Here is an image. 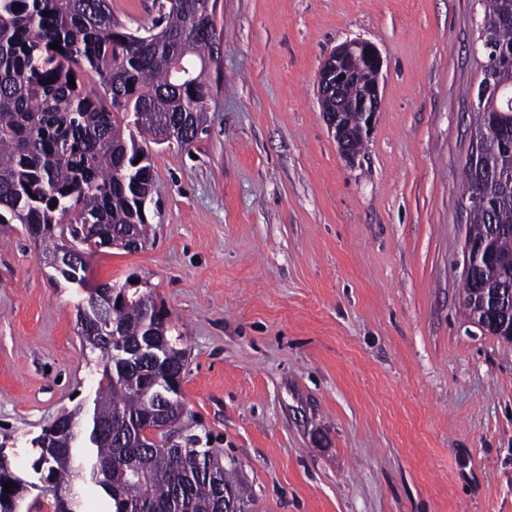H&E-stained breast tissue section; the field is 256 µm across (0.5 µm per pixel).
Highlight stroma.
<instances>
[{
    "label": "stroma",
    "mask_w": 512,
    "mask_h": 512,
    "mask_svg": "<svg viewBox=\"0 0 512 512\" xmlns=\"http://www.w3.org/2000/svg\"><path fill=\"white\" fill-rule=\"evenodd\" d=\"M483 10L218 0L210 128L188 151L151 145L153 237L90 260L96 281L136 277L164 302L184 403L247 512H512V343L462 307ZM359 39L384 60L381 110L350 161L315 76ZM81 299L0 224V442L19 474L98 386Z\"/></svg>",
    "instance_id": "stroma-1"
}]
</instances>
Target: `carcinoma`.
Returning <instances> with one entry per match:
<instances>
[{"mask_svg": "<svg viewBox=\"0 0 512 512\" xmlns=\"http://www.w3.org/2000/svg\"><path fill=\"white\" fill-rule=\"evenodd\" d=\"M482 28L512 58V0H486ZM213 30L209 0H159L157 17L135 31L115 20L109 0H0V224L23 225L53 257L65 240L76 247L54 269L84 294L79 334L102 362L92 403L61 410L31 440L27 477L0 443V512H15L18 493L32 490L52 497L54 512H80L76 471L104 491L112 512H224L226 497L246 508L236 470L183 412L186 351L165 315L148 316L153 295L131 288L117 304L113 285L89 278L99 248L130 252L147 240L139 207L155 191L148 143L171 130L187 149L196 131L209 130ZM475 123L494 126L496 143L466 169V198L479 202L469 237L486 245L487 279L512 288V274L497 265L512 255V86L487 99ZM103 324L117 338L101 335ZM153 333L156 356L126 353ZM158 392L166 400L155 401ZM161 414L181 420L147 445L142 430ZM63 420L73 432L62 443L54 427Z\"/></svg>", "mask_w": 512, "mask_h": 512, "instance_id": "obj_1", "label": "carcinoma"}]
</instances>
